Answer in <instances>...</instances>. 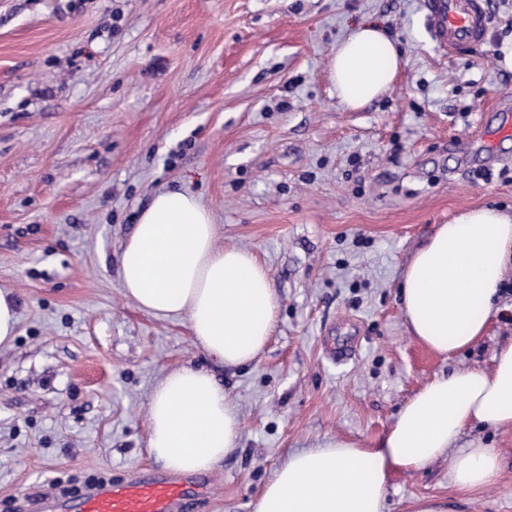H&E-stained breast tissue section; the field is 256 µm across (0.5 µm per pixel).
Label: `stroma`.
I'll use <instances>...</instances> for the list:
<instances>
[{"label": "stroma", "instance_id": "obj_1", "mask_svg": "<svg viewBox=\"0 0 512 512\" xmlns=\"http://www.w3.org/2000/svg\"><path fill=\"white\" fill-rule=\"evenodd\" d=\"M422 0H0V287L17 334L0 347V512L162 471L147 448L155 381L212 372L240 417L238 445L193 512H254L290 454L336 438L372 448L434 376L492 368L512 341V282L484 336L445 357L410 336L399 281L460 210L512 212V137L486 163L478 128L512 107V0H489L484 41L441 51ZM394 39L393 89L339 104L329 62L356 24ZM161 189L189 191L218 242L252 252L277 325L244 367L215 362L184 317L121 292L125 237ZM335 347L344 358L331 360ZM499 449V484L452 486L448 458L393 471L385 512H512V429L457 442Z\"/></svg>", "mask_w": 512, "mask_h": 512}]
</instances>
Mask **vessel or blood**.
I'll return each instance as SVG.
<instances>
[{
    "label": "vessel or blood",
    "instance_id": "b4317fda",
    "mask_svg": "<svg viewBox=\"0 0 512 512\" xmlns=\"http://www.w3.org/2000/svg\"><path fill=\"white\" fill-rule=\"evenodd\" d=\"M433 42L448 54L481 43L487 33L484 0H424ZM208 479L186 480L148 474L121 483L106 482L73 499L51 501V512H189L204 497Z\"/></svg>",
    "mask_w": 512,
    "mask_h": 512
}]
</instances>
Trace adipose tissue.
Here are the masks:
<instances>
[{
	"mask_svg": "<svg viewBox=\"0 0 512 512\" xmlns=\"http://www.w3.org/2000/svg\"><path fill=\"white\" fill-rule=\"evenodd\" d=\"M402 64L398 44L378 26L358 25L336 46L331 79L341 105L358 109L390 92ZM210 211L192 193L157 192L119 254L123 295L156 316H184L192 340L227 366L256 360L272 336L278 298L251 252L219 245ZM512 273V215L469 209L439 225L411 256L400 294L408 329L452 356L484 335ZM512 428V342L479 366L437 376L402 407L373 448L328 440L292 453L273 472L255 512H383L391 470L419 471L451 456L462 491L498 484V449L456 442L468 427ZM147 444L175 473L210 471L236 446L240 419L208 370L181 366L162 375L148 403Z\"/></svg>",
	"mask_w": 512,
	"mask_h": 512,
	"instance_id": "ef3b65f1",
	"label": "adipose tissue"
}]
</instances>
